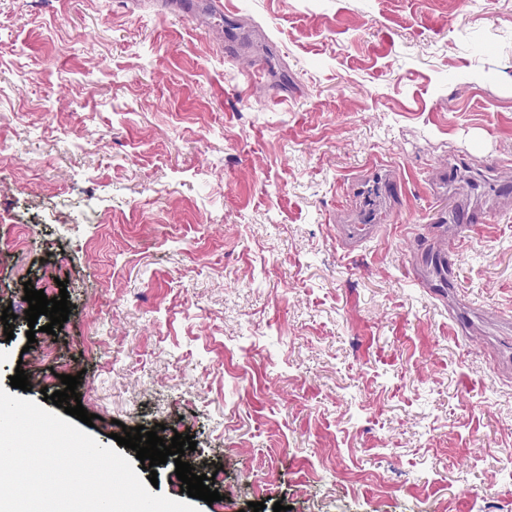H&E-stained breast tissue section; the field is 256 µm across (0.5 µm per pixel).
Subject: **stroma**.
Instances as JSON below:
<instances>
[{
  "label": "stroma",
  "mask_w": 512,
  "mask_h": 512,
  "mask_svg": "<svg viewBox=\"0 0 512 512\" xmlns=\"http://www.w3.org/2000/svg\"><path fill=\"white\" fill-rule=\"evenodd\" d=\"M0 0V386L80 375L101 444L190 435L219 501L503 512L512 374L412 265L451 237L453 155L512 158V0ZM267 67L264 86L245 76ZM385 163L394 222L355 246L343 193ZM455 287L512 310V187ZM73 309L28 343L25 285Z\"/></svg>",
  "instance_id": "stroma-1"
}]
</instances>
